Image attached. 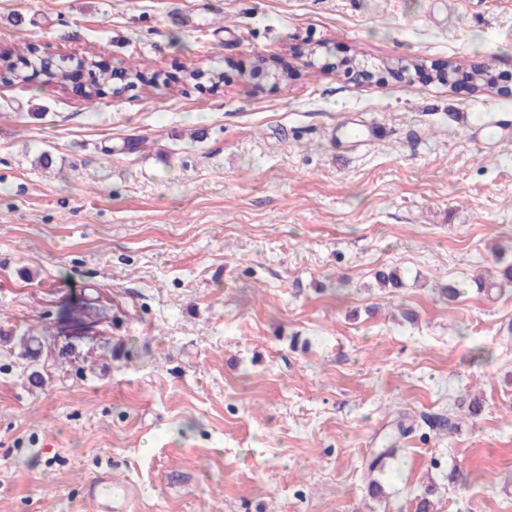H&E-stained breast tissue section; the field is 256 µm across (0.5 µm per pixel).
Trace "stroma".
I'll use <instances>...</instances> for the list:
<instances>
[{
	"mask_svg": "<svg viewBox=\"0 0 512 512\" xmlns=\"http://www.w3.org/2000/svg\"><path fill=\"white\" fill-rule=\"evenodd\" d=\"M27 45L141 80L0 83V512H512V97L381 71L512 72V0H0ZM85 489L88 499L95 504L97 512H124L127 508L129 499L127 490L112 488V479L108 476L90 481Z\"/></svg>",
	"mask_w": 512,
	"mask_h": 512,
	"instance_id": "obj_1",
	"label": "stroma"
}]
</instances>
